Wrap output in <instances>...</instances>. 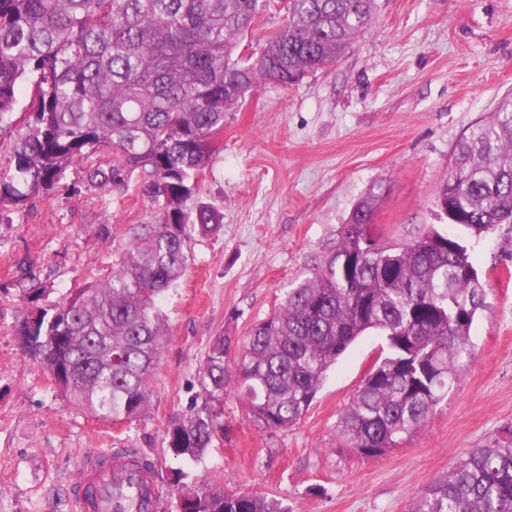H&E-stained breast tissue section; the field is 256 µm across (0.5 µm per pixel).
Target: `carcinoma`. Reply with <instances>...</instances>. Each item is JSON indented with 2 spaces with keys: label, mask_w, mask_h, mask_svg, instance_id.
Listing matches in <instances>:
<instances>
[{
  "label": "carcinoma",
  "mask_w": 512,
  "mask_h": 512,
  "mask_svg": "<svg viewBox=\"0 0 512 512\" xmlns=\"http://www.w3.org/2000/svg\"><path fill=\"white\" fill-rule=\"evenodd\" d=\"M376 0H287V21L263 45L237 52L271 0H0V133L13 128L20 87L31 86L22 124L0 141V222L62 188L67 170L101 192L148 199L111 276L19 323L20 348L56 371L72 405L114 424L146 411L167 329L164 294L187 271L190 240L221 230L199 175L224 118L261 83L288 85L334 63L368 26ZM369 192L342 225L330 256L290 289L247 336H215L199 368L203 392L165 435L177 458L200 460L224 435V389L241 387L249 414L270 429L296 424L329 369L367 332L387 353L362 381L340 422L346 447L375 458L424 427L473 359L470 329L486 289L468 249L435 228L400 248L367 235ZM439 219L480 237L512 224V96L457 142ZM30 301L40 273L15 282ZM173 512H288L258 493L203 483ZM410 512H512V424L428 483Z\"/></svg>",
  "instance_id": "carcinoma-1"
}]
</instances>
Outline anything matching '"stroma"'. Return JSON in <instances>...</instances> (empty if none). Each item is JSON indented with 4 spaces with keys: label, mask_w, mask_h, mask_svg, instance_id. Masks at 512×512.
Instances as JSON below:
<instances>
[{
    "label": "stroma",
    "mask_w": 512,
    "mask_h": 512,
    "mask_svg": "<svg viewBox=\"0 0 512 512\" xmlns=\"http://www.w3.org/2000/svg\"><path fill=\"white\" fill-rule=\"evenodd\" d=\"M512 95V0H377L364 34L329 69L289 86H259L231 109L200 180L224 229L194 236L186 274L162 302L169 330L145 413L112 424L63 399L15 335L32 304L14 286L41 272L37 304L53 305L103 279L146 198L102 194L70 167L65 189L32 199L0 224V512H76L75 474L85 455L133 448L154 465L157 512L180 488L273 496L290 512H407L434 478L512 422V224L461 234L486 286L475 318L473 365L426 425L376 458L342 447L338 423L387 342L361 336L327 374L301 420L268 429L236 384L224 391V435L197 462L164 450L166 427L201 397L198 370L212 336L246 335L334 247L354 205L380 189L384 246L440 231L438 188L452 148Z\"/></svg>",
    "instance_id": "1"
}]
</instances>
